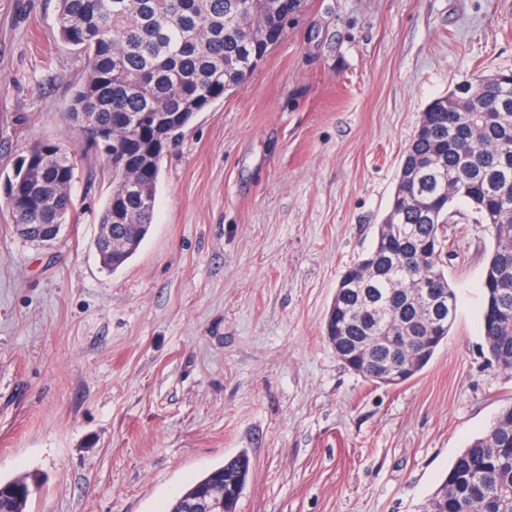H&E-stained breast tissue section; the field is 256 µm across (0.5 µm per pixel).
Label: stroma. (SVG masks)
<instances>
[{"instance_id":"obj_1","label":"stroma","mask_w":512,"mask_h":512,"mask_svg":"<svg viewBox=\"0 0 512 512\" xmlns=\"http://www.w3.org/2000/svg\"><path fill=\"white\" fill-rule=\"evenodd\" d=\"M57 0H0V182L36 142L73 149L83 63ZM512 70V0H306L282 40L166 153L146 239L117 271L94 242L110 191L84 155L59 238L19 236L0 194V479L27 512H168L239 452L240 512H419L512 405L481 333L493 239L448 227V339L399 386L323 335L374 245L427 104ZM36 488V479L32 475L0 481V512H25Z\"/></svg>"}]
</instances>
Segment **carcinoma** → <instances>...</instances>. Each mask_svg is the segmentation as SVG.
Wrapping results in <instances>:
<instances>
[{"label": "carcinoma", "mask_w": 512, "mask_h": 512, "mask_svg": "<svg viewBox=\"0 0 512 512\" xmlns=\"http://www.w3.org/2000/svg\"><path fill=\"white\" fill-rule=\"evenodd\" d=\"M303 0H58L59 40L83 60L68 115L104 136L84 148L105 155L111 191L100 223L115 271L147 237L167 149L241 82L281 39ZM269 31L262 42L252 31ZM79 149L54 146L10 178L13 224H56L74 209ZM467 201L491 228L482 281L481 331L492 362L512 371V73L482 72L425 108L402 159L374 247L342 275L324 323L349 371L388 385L416 376L448 336L457 296L444 272L446 225ZM251 472L242 453L189 485L170 512H193L198 493L224 477L228 506ZM31 475L0 481V512H25ZM423 512H512V407L455 458Z\"/></svg>", "instance_id": "1"}]
</instances>
